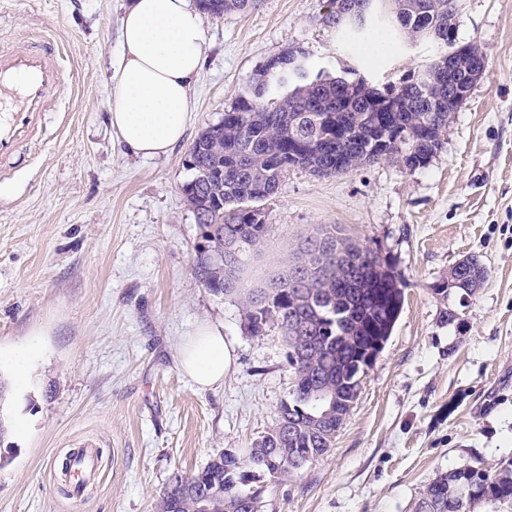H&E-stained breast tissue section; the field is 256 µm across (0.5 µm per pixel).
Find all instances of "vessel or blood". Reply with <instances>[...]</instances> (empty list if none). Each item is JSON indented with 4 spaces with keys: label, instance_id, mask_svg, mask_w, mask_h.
<instances>
[{
    "label": "vessel or blood",
    "instance_id": "b4317fda",
    "mask_svg": "<svg viewBox=\"0 0 512 512\" xmlns=\"http://www.w3.org/2000/svg\"><path fill=\"white\" fill-rule=\"evenodd\" d=\"M63 79L58 57L50 47L0 48V161L37 138L48 103ZM98 459L96 445H85L75 464L73 498H82L80 482L96 475Z\"/></svg>",
    "mask_w": 512,
    "mask_h": 512
}]
</instances>
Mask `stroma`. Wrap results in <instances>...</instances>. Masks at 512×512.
<instances>
[{"label": "stroma", "mask_w": 512, "mask_h": 512, "mask_svg": "<svg viewBox=\"0 0 512 512\" xmlns=\"http://www.w3.org/2000/svg\"><path fill=\"white\" fill-rule=\"evenodd\" d=\"M127 4L0 0V45H50L66 72L37 142L0 163V512H158L175 475L276 427L295 382L287 346L275 327L251 335L238 298L193 271L189 148L272 56L301 50L315 68L382 84L439 49L403 39L370 59L327 22L325 0L205 16L186 134L143 158L108 108ZM456 42L477 45L486 69L426 166L394 157L324 179L295 168L263 203L272 232L249 278L333 224L381 250L404 290L332 448L301 477L268 482L264 512H414L440 473L512 461V0H461ZM466 257L488 277L464 298L448 273ZM204 323L223 327L235 360L200 390L178 355ZM87 441L101 473L75 504L57 489V461Z\"/></svg>", "instance_id": "obj_1"}]
</instances>
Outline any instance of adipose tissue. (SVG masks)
I'll return each instance as SVG.
<instances>
[{"label": "adipose tissue", "instance_id": "obj_1", "mask_svg": "<svg viewBox=\"0 0 512 512\" xmlns=\"http://www.w3.org/2000/svg\"><path fill=\"white\" fill-rule=\"evenodd\" d=\"M123 55L109 99L111 125L141 157L168 154L186 131L190 92L203 61L202 14L191 0H129L120 26ZM234 348L222 327H197L179 363L201 388L223 381Z\"/></svg>", "mask_w": 512, "mask_h": 512}]
</instances>
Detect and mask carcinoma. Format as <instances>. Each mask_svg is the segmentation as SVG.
<instances>
[{
  "instance_id": "obj_1",
  "label": "carcinoma",
  "mask_w": 512,
  "mask_h": 512,
  "mask_svg": "<svg viewBox=\"0 0 512 512\" xmlns=\"http://www.w3.org/2000/svg\"><path fill=\"white\" fill-rule=\"evenodd\" d=\"M248 0H199L214 17L243 10ZM395 18L386 34L426 36L470 58L479 53L473 44H455V25L448 24L447 0H401L388 4ZM310 79L324 83L287 94L288 81L275 74L266 83L250 81L222 119L197 138L190 150L192 177L184 195L194 212L207 248L196 250L193 270L215 295L236 294L248 331L262 336L271 327L281 330L288 345V364L296 382L279 409L275 429L245 454L221 450L207 464L187 476H177L165 489L160 512H263L266 481L293 477L331 448L344 415L356 400L358 378L372 366L366 361L374 341L387 342L404 303L403 285L390 262L378 251L342 235L331 226L303 239L294 257L263 284L243 292L242 271L261 252L272 225L257 223L250 206L277 194L283 178L300 168L318 178L335 177L397 156L406 166L426 165L446 143L452 116L448 112V59L441 54L413 71L401 83H383L388 124L376 113L359 110L351 90H339L335 75L307 67ZM324 136L336 143L331 152L313 150L306 138ZM326 239L330 248L321 259L331 267L345 262L354 276L344 282L317 281L305 298L288 282V268L306 276L309 246ZM238 247L239 261L231 271L236 287L225 284L224 243ZM314 347L302 351L301 337ZM329 391L344 402L336 414L311 425L307 399ZM474 490L480 500L512 503V462L492 469L480 464L450 469L426 484L417 512H467L466 497Z\"/></svg>"
}]
</instances>
